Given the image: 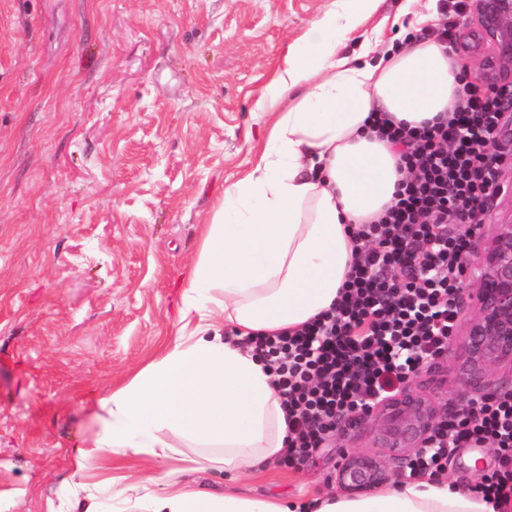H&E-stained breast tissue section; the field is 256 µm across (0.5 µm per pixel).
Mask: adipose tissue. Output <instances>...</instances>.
Wrapping results in <instances>:
<instances>
[{
    "label": "adipose tissue",
    "mask_w": 512,
    "mask_h": 512,
    "mask_svg": "<svg viewBox=\"0 0 512 512\" xmlns=\"http://www.w3.org/2000/svg\"><path fill=\"white\" fill-rule=\"evenodd\" d=\"M291 48L262 106L273 121L253 168L224 189L183 290L182 325L162 355L102 398L94 448L111 458L155 454L176 436L221 452L224 471L257 472L287 452L284 405L247 338L301 329L335 304L352 262L350 227L390 205L405 173L371 113L418 127L445 117L463 72L447 44L381 47L364 34L380 0H340ZM358 36L346 55L343 43ZM182 455L162 494L129 479L147 512H496L470 489L422 476L361 497L265 500L181 486Z\"/></svg>",
    "instance_id": "ef3b65f1"
}]
</instances>
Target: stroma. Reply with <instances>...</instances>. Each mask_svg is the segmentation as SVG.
I'll use <instances>...</instances> for the list:
<instances>
[{
  "mask_svg": "<svg viewBox=\"0 0 512 512\" xmlns=\"http://www.w3.org/2000/svg\"><path fill=\"white\" fill-rule=\"evenodd\" d=\"M333 2L0 0V512H135L89 455L98 402L175 339L201 227L272 122L266 88ZM457 378L451 356L409 385L453 413ZM347 450L374 452L368 426L297 466L182 480L334 492ZM468 454L445 476L471 487L500 467ZM75 483L87 494L66 498Z\"/></svg>",
  "mask_w": 512,
  "mask_h": 512,
  "instance_id": "35a3bbf8",
  "label": "stroma"
}]
</instances>
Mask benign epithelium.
Wrapping results in <instances>:
<instances>
[{
	"label": "benign epithelium",
	"instance_id": "obj_1",
	"mask_svg": "<svg viewBox=\"0 0 512 512\" xmlns=\"http://www.w3.org/2000/svg\"><path fill=\"white\" fill-rule=\"evenodd\" d=\"M473 26L456 38L457 48L479 58L480 76L487 84L512 86V0H468ZM463 266L470 284L461 295L474 311L461 314L451 344L443 357L459 363L457 400L473 404L499 385L493 371L512 369V196L509 209L483 249L468 253ZM372 421L375 442L390 452L392 464L379 456L348 451L336 468V481L350 495L367 494L403 475L413 457L422 452L437 424L434 402L427 396L403 391L391 400L375 403L359 422Z\"/></svg>",
	"mask_w": 512,
	"mask_h": 512
}]
</instances>
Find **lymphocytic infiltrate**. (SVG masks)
I'll return each instance as SVG.
<instances>
[{
    "label": "lymphocytic infiltrate",
    "mask_w": 512,
    "mask_h": 512,
    "mask_svg": "<svg viewBox=\"0 0 512 512\" xmlns=\"http://www.w3.org/2000/svg\"><path fill=\"white\" fill-rule=\"evenodd\" d=\"M503 105L494 91L465 85L448 122L419 130L377 120L408 172L375 221L357 225L354 260L336 305L304 330L253 338L288 409V464L324 447L345 416L395 396L454 334L465 285L461 260L496 187L489 141ZM498 454L502 468L475 490L502 508L512 500V395L490 393L440 421L411 475L439 474L457 448Z\"/></svg>",
    "instance_id": "1"
}]
</instances>
